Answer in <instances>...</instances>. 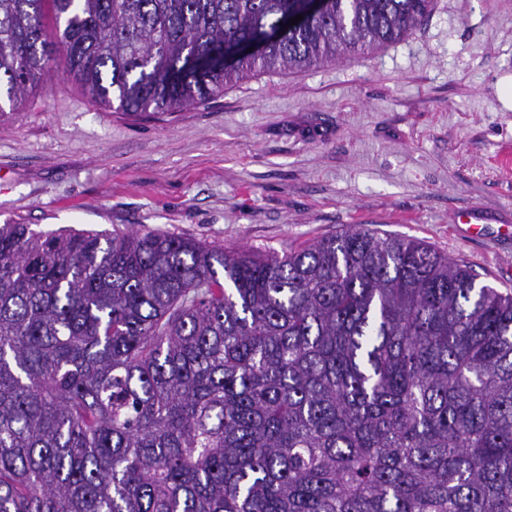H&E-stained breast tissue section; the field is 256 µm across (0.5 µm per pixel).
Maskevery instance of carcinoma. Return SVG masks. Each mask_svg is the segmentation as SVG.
<instances>
[{
    "label": "carcinoma",
    "mask_w": 512,
    "mask_h": 512,
    "mask_svg": "<svg viewBox=\"0 0 512 512\" xmlns=\"http://www.w3.org/2000/svg\"><path fill=\"white\" fill-rule=\"evenodd\" d=\"M433 4L325 0L241 55L305 0H0V94L177 112ZM0 512H512V293L360 226L278 255L0 224Z\"/></svg>",
    "instance_id": "1"
}]
</instances>
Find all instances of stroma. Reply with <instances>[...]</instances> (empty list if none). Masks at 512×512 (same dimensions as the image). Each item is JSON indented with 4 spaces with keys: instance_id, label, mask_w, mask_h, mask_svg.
<instances>
[{
    "instance_id": "1",
    "label": "stroma",
    "mask_w": 512,
    "mask_h": 512,
    "mask_svg": "<svg viewBox=\"0 0 512 512\" xmlns=\"http://www.w3.org/2000/svg\"><path fill=\"white\" fill-rule=\"evenodd\" d=\"M508 86L512 0H435L364 60L252 75L171 114L108 107L53 75L0 124V224L263 253L360 225L512 292Z\"/></svg>"
}]
</instances>
